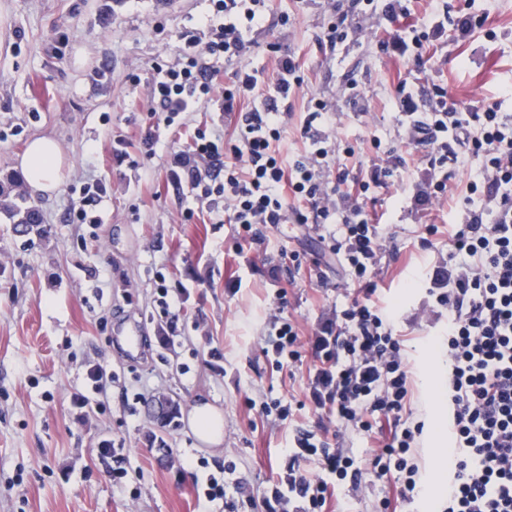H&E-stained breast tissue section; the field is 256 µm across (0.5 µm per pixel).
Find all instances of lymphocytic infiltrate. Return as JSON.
Segmentation results:
<instances>
[{"instance_id":"obj_1","label":"lymphocytic infiltrate","mask_w":512,"mask_h":512,"mask_svg":"<svg viewBox=\"0 0 512 512\" xmlns=\"http://www.w3.org/2000/svg\"><path fill=\"white\" fill-rule=\"evenodd\" d=\"M210 2L212 13L202 21L207 36L182 32L177 63L154 66L150 112L169 125L180 113L216 104L235 113V129L221 147L199 137L192 158L177 159L172 181L187 185L194 199L222 197L232 223L251 238L259 224H324L339 217L341 238L331 250L352 278L364 281L387 238L363 205L382 186V171L357 182L355 200L337 211L335 188L318 174L328 156L327 137L311 128L313 122L330 120L336 104L316 97L303 128L311 141L309 153L291 163L284 160L277 144L288 99L302 83L298 64L279 58L276 79L265 83L262 71L246 59L245 33L265 22L266 0ZM436 26L431 15L409 26L396 23L381 47L410 58ZM222 61L235 68L230 85L221 88ZM415 98V92L401 91L398 110L416 142L433 151L432 195L447 193L448 161H462L467 152L482 159V176L470 181L461 220L448 235V268L434 283L435 300L448 311V332L440 342L448 349L458 449L439 512H512V117L492 107L462 112L444 105L421 112ZM224 151L232 162L221 160ZM292 198L306 202V209H289ZM312 348L322 363L311 382L313 405L360 435H380L372 465L378 476L395 480L403 501H412L421 487L412 450L423 425L409 421V364L391 316L371 300L352 301L315 337ZM290 459L291 468L265 497V512H323L328 476L355 484L362 475L356 457L330 452L321 433H301ZM301 459L317 462L321 475L296 469Z\"/></svg>"}]
</instances>
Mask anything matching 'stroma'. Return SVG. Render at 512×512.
<instances>
[{
    "label": "stroma",
    "mask_w": 512,
    "mask_h": 512,
    "mask_svg": "<svg viewBox=\"0 0 512 512\" xmlns=\"http://www.w3.org/2000/svg\"><path fill=\"white\" fill-rule=\"evenodd\" d=\"M388 0L352 14L357 40L329 47L336 0H271L272 21L248 32L253 66L273 82L279 55L295 59L302 87L293 94L281 143L289 158L310 148L301 128L310 94L335 100L323 179H368L392 173L366 210L390 239L369 279L377 305L393 310L395 331L413 368L411 419L424 430L413 450L428 486L448 479L436 460L444 445L430 391L447 387L448 371L432 353L448 312L425 288L448 266V227L481 160L448 167L447 197L422 198L430 156L409 137L397 108L400 83L421 89L426 109L440 98L461 106L497 107L512 116V0H437L443 31L428 38L415 65L381 49ZM209 0H0V182L21 177L19 159L31 140L54 139L62 181L52 197H34L49 233L14 236L0 212V512H265L263 498L288 468L299 430L319 431L327 410L309 405L311 345L352 299L363 298L330 251L339 224L258 227L250 240L227 223L224 207L189 203L172 184L178 156L191 155L198 135L223 144L231 115L209 107L181 113L165 127L151 119L147 82L155 64L176 63L178 36L196 28ZM287 14V25L276 21ZM468 37L458 38L461 19ZM356 83L365 107L339 96ZM154 140L143 160L141 142ZM108 191L98 224L67 221L86 182ZM193 216H186V208ZM435 225L427 235L426 225ZM177 303L160 314L158 288ZM284 297L276 308V297ZM299 334L300 363L276 368L262 350L275 315ZM140 325L149 352L126 351L122 329ZM112 374L104 405L77 408L88 393L87 365ZM178 404L174 424L160 427L149 403ZM224 415L220 447L202 445L189 420L197 400ZM281 400L280 420L263 405ZM110 444L129 458L122 482L99 453ZM331 448L361 462L358 484L335 488L325 512H431L427 497L406 503L393 478L377 476L373 440L345 427ZM226 498L207 502L198 490L226 461Z\"/></svg>",
    "instance_id": "35a3bbf8"
}]
</instances>
